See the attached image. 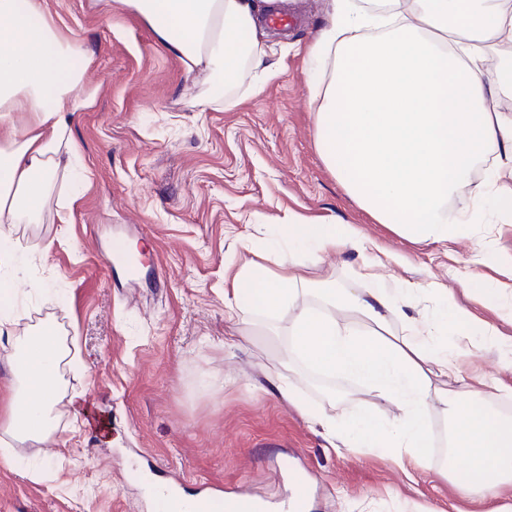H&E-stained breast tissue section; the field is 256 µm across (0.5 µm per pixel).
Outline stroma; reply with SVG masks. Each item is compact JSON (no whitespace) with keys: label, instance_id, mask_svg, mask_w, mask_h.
Instances as JSON below:
<instances>
[{"label":"stroma","instance_id":"stroma-1","mask_svg":"<svg viewBox=\"0 0 512 512\" xmlns=\"http://www.w3.org/2000/svg\"><path fill=\"white\" fill-rule=\"evenodd\" d=\"M64 32L96 64L85 86L93 105L71 130L83 167L60 173L36 224L10 226L21 240L13 335L54 319L74 340L62 365L68 397L53 440L14 445L0 466V512H156L149 489L171 477L183 492L202 485L270 503L290 494L275 471L295 462L308 512H497L504 500L464 498L440 469L448 416L436 409V447L424 469L396 448L333 447L271 385L287 369L307 403L333 415L371 411L396 418L362 382L333 378L286 358L295 309L229 315L224 291L241 265L277 250L281 224H349L392 260L389 279L447 288L457 304L512 337V319L466 289L472 270L503 281L512 223L495 202L469 237L414 244L352 200L315 145L306 48L326 24L329 0H286V27L264 23L274 74L243 64L237 78L187 73L133 11L111 0H45ZM261 94H251L255 84ZM209 98L199 111L196 101ZM363 257L321 254L314 278L353 283ZM110 417L107 445L92 432Z\"/></svg>","mask_w":512,"mask_h":512}]
</instances>
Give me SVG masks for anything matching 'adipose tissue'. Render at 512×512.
I'll return each mask as SVG.
<instances>
[{
  "label": "adipose tissue",
  "instance_id": "obj_1",
  "mask_svg": "<svg viewBox=\"0 0 512 512\" xmlns=\"http://www.w3.org/2000/svg\"><path fill=\"white\" fill-rule=\"evenodd\" d=\"M137 13L188 72L234 77L243 59L263 66L268 47L260 26L277 0H116ZM384 10L331 0L330 21L307 49L313 82L316 146L349 196L378 223L414 242L448 241L477 223L489 195L512 221V193L493 183L512 175V113L497 111L499 94L512 90V60L484 72L493 47L512 41V0H386ZM94 55L64 33L42 0H0V325L10 323L15 253L2 227L37 223L44 199L58 181L63 157L74 156L71 124L88 109L93 91L83 86ZM29 127L17 134L14 118ZM492 160L490 183L470 186L481 161ZM461 205L450 208L451 200ZM285 239L316 251L369 249L349 224H284ZM279 273L258 263L242 266L224 304L231 311L266 316L297 306L294 352L310 368L367 384L401 414L384 423L371 413L326 415L303 401L284 375L277 390L304 418L319 422L343 447L398 448L429 465L428 416L435 403L448 414V458L442 468L460 496L496 499L512 493V419L492 410L490 397H511L512 387L487 391L466 377L457 360L485 346L498 347L512 372V342L489 322L473 318L447 289L440 315L407 318L417 294L412 285L377 272L370 257L348 288L317 289V304H298L309 285L304 264L278 254ZM392 316L406 317L405 333L391 340ZM469 327L465 338L454 328ZM66 348L50 329L13 337L0 346L14 392L0 408V435L44 442L57 432L63 400L60 365ZM444 376L452 388L437 389Z\"/></svg>",
  "mask_w": 512,
  "mask_h": 512
}]
</instances>
